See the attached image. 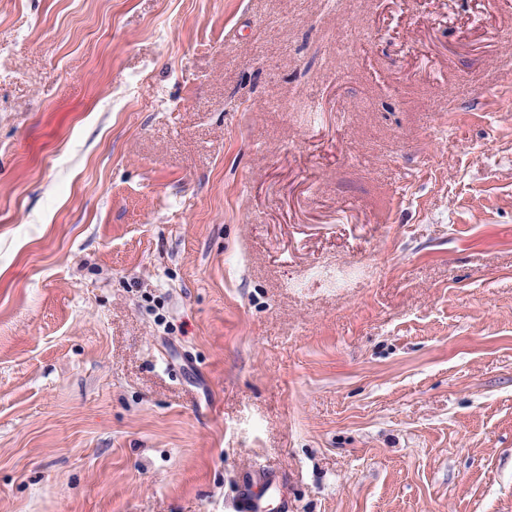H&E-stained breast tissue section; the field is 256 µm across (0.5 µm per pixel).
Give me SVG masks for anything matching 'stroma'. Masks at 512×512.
<instances>
[{
	"instance_id": "35a3bbf8",
	"label": "stroma",
	"mask_w": 512,
	"mask_h": 512,
	"mask_svg": "<svg viewBox=\"0 0 512 512\" xmlns=\"http://www.w3.org/2000/svg\"><path fill=\"white\" fill-rule=\"evenodd\" d=\"M512 512V0H0V512ZM282 485L279 473L260 471L258 477L241 490L234 505L235 512H271L272 509L288 512V501L283 497Z\"/></svg>"
}]
</instances>
